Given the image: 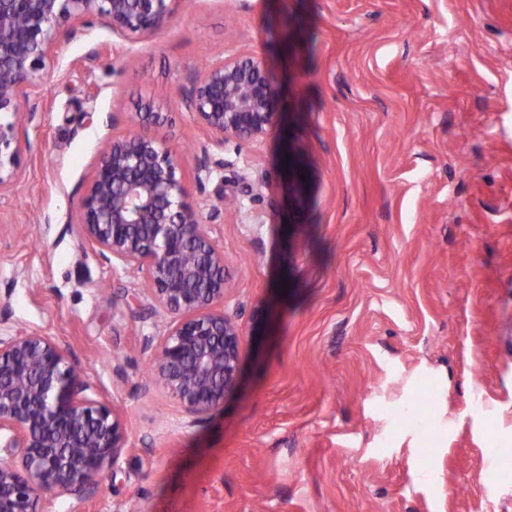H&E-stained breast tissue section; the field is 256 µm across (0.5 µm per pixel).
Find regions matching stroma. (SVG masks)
<instances>
[{
	"instance_id": "stroma-1",
	"label": "stroma",
	"mask_w": 512,
	"mask_h": 512,
	"mask_svg": "<svg viewBox=\"0 0 512 512\" xmlns=\"http://www.w3.org/2000/svg\"><path fill=\"white\" fill-rule=\"evenodd\" d=\"M235 51L283 115L220 147L176 94ZM149 96L187 167L223 164L190 203L234 197L210 226L241 374L193 425L147 375L168 319L142 274L73 223ZM37 103L0 195V336H54L129 431L90 502L45 512H512V0H189L149 38L62 41Z\"/></svg>"
}]
</instances>
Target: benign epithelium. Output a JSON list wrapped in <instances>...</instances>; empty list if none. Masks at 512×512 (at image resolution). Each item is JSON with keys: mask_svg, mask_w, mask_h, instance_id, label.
I'll return each instance as SVG.
<instances>
[{"mask_svg": "<svg viewBox=\"0 0 512 512\" xmlns=\"http://www.w3.org/2000/svg\"><path fill=\"white\" fill-rule=\"evenodd\" d=\"M184 0H0V193L19 181L22 133L61 40L101 26L119 37L149 36ZM178 103L219 145L260 142L280 116L264 60L235 52L213 59L180 90ZM140 130L112 135L75 207L78 237L107 262L141 274L151 313L171 321L148 340L154 385L194 424L223 403L241 370L239 318L224 311L229 271L207 221L188 202L176 170L184 158L151 132L162 117L137 104ZM292 202L306 186L288 164ZM90 385L53 336H0V512H42L46 496L79 503L128 448L124 415L89 395Z\"/></svg>", "mask_w": 512, "mask_h": 512, "instance_id": "obj_1", "label": "benign epithelium"}]
</instances>
